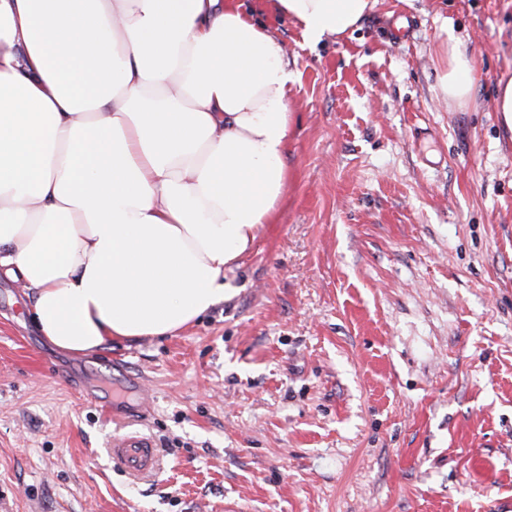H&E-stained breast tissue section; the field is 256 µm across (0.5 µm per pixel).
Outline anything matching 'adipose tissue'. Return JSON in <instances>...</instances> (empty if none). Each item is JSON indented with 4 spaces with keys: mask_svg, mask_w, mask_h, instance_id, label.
<instances>
[{
    "mask_svg": "<svg viewBox=\"0 0 512 512\" xmlns=\"http://www.w3.org/2000/svg\"><path fill=\"white\" fill-rule=\"evenodd\" d=\"M305 42L376 0H271ZM439 63L467 104L455 37ZM280 38L225 0H0V270L56 347L169 336L224 301L290 175Z\"/></svg>",
    "mask_w": 512,
    "mask_h": 512,
    "instance_id": "1",
    "label": "adipose tissue"
}]
</instances>
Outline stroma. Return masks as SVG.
Returning <instances> with one entry per match:
<instances>
[{
	"label": "stroma",
	"mask_w": 512,
	"mask_h": 512,
	"mask_svg": "<svg viewBox=\"0 0 512 512\" xmlns=\"http://www.w3.org/2000/svg\"><path fill=\"white\" fill-rule=\"evenodd\" d=\"M242 3L299 74L277 220L197 322L86 354L0 274V512H512V0H377L315 46ZM127 430L153 474L113 462ZM441 87L447 97L459 105H465L471 98L475 86L471 59L462 48V42L449 36L447 46L439 56ZM495 110L500 112L501 121L506 128L512 131V77L499 80Z\"/></svg>",
	"instance_id": "stroma-1"
}]
</instances>
